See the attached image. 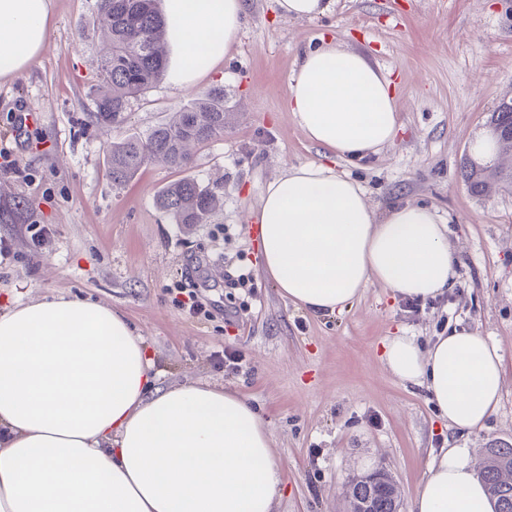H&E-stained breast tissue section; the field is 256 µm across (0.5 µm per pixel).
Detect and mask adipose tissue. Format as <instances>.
I'll list each match as a JSON object with an SVG mask.
<instances>
[{
  "label": "adipose tissue",
  "instance_id": "1",
  "mask_svg": "<svg viewBox=\"0 0 512 512\" xmlns=\"http://www.w3.org/2000/svg\"><path fill=\"white\" fill-rule=\"evenodd\" d=\"M165 79L183 90L220 66L243 0H163ZM51 0H0V79L23 72L49 34ZM286 109L307 139L365 160L399 126L390 79L331 37L304 52ZM263 269L314 315L351 307L372 282L406 299L455 284L448 228L430 207L381 211L328 163L291 165L257 210ZM399 380L425 387L450 428H482L499 405L503 358L489 337L450 329L429 347L383 344ZM284 489L267 424L243 396L207 382L160 387L121 312L44 295L0 311V512H273ZM464 448L428 464L409 512H493Z\"/></svg>",
  "mask_w": 512,
  "mask_h": 512
}]
</instances>
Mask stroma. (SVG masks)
<instances>
[{
    "instance_id": "obj_1",
    "label": "stroma",
    "mask_w": 512,
    "mask_h": 512,
    "mask_svg": "<svg viewBox=\"0 0 512 512\" xmlns=\"http://www.w3.org/2000/svg\"><path fill=\"white\" fill-rule=\"evenodd\" d=\"M97 3L52 0L43 51L0 81V153L12 162L0 168V238L12 243L0 261V307L47 294L98 300L143 337L161 386L204 381L244 396L269 425L283 467L274 512H346L348 479L378 467L406 507L439 449H468L476 464L487 448L512 445V186L478 195L460 172L491 113L512 99V0H334L326 15L299 21L280 19L274 0H245L221 70L180 92L153 86L109 130L91 104L103 48L91 24ZM324 36L390 74L400 120L377 155L335 168L374 207L413 201L446 220L456 271L449 293L412 303L371 283L350 309L315 316L262 270V194L284 167L323 158L285 100L301 55ZM212 87L224 90V134L194 148L189 171L154 163L113 185L112 143L144 135ZM185 175L224 197L207 223H174L156 205ZM41 228L48 241L39 251L32 235ZM240 268L252 274L251 291L225 285V273ZM190 281L197 315L176 303ZM451 326L494 340L505 370L497 410L465 435L381 359L386 337L425 344ZM218 351L232 360L217 364Z\"/></svg>"
}]
</instances>
